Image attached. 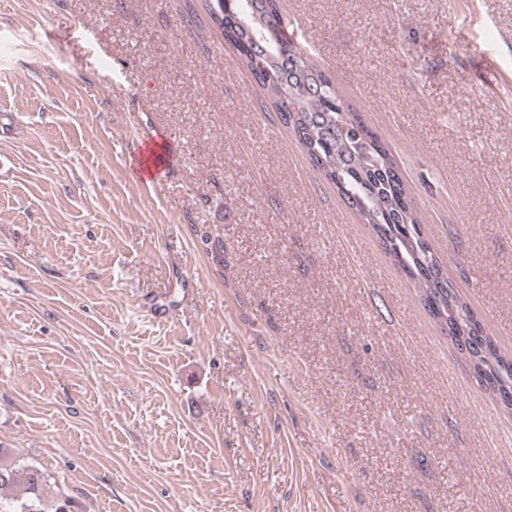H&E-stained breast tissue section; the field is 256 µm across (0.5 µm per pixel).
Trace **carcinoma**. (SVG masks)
Masks as SVG:
<instances>
[{"instance_id":"obj_1","label":"carcinoma","mask_w":512,"mask_h":512,"mask_svg":"<svg viewBox=\"0 0 512 512\" xmlns=\"http://www.w3.org/2000/svg\"><path fill=\"white\" fill-rule=\"evenodd\" d=\"M224 41L265 88L281 123L291 129L310 162L370 226L381 247L420 292L428 314L456 309L451 335L474 346L492 345L475 313L422 238L410 191L385 143L363 115L340 97L334 80L301 50L289 52L262 28L281 19L279 0H204ZM485 391L512 390V357L492 350ZM49 474L0 448V512H72L67 498H51Z\"/></svg>"}]
</instances>
